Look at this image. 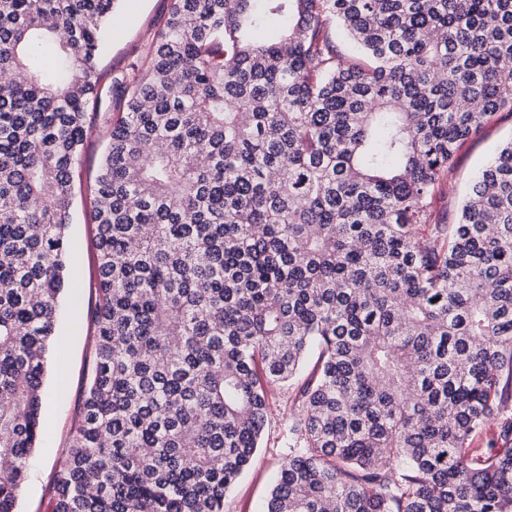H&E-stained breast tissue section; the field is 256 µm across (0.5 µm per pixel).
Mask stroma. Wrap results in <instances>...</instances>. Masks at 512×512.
<instances>
[{
	"mask_svg": "<svg viewBox=\"0 0 512 512\" xmlns=\"http://www.w3.org/2000/svg\"><path fill=\"white\" fill-rule=\"evenodd\" d=\"M171 0H117L109 27L108 49L98 63L111 79L144 64L158 30L169 16ZM512 138V110L495 113L478 132L462 142L454 165L436 191L433 206L446 222L457 221L465 190L499 147ZM109 141L106 126L93 125L84 142L73 184L68 244L72 264L69 287L62 295L57 317L59 347L53 350L44 390L45 429L28 467L18 512H47L53 495V474L80 420L84 387L91 370L93 339L90 317L96 302L97 259L95 226L91 221V188ZM292 395L272 388L271 413L262 445L249 469L224 498V512H261L281 463L287 458L288 409Z\"/></svg>",
	"mask_w": 512,
	"mask_h": 512,
	"instance_id": "stroma-1",
	"label": "stroma"
}]
</instances>
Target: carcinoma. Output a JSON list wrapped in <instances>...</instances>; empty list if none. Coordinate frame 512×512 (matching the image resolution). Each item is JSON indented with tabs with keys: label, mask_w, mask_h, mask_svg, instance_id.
I'll return each mask as SVG.
<instances>
[{
	"label": "carcinoma",
	"mask_w": 512,
	"mask_h": 512,
	"mask_svg": "<svg viewBox=\"0 0 512 512\" xmlns=\"http://www.w3.org/2000/svg\"><path fill=\"white\" fill-rule=\"evenodd\" d=\"M115 2L0 0V512L101 112L93 360L50 512H224L274 385L296 411L263 512H512V140L456 223L433 208L512 107V0H172L105 84Z\"/></svg>",
	"instance_id": "carcinoma-1"
}]
</instances>
